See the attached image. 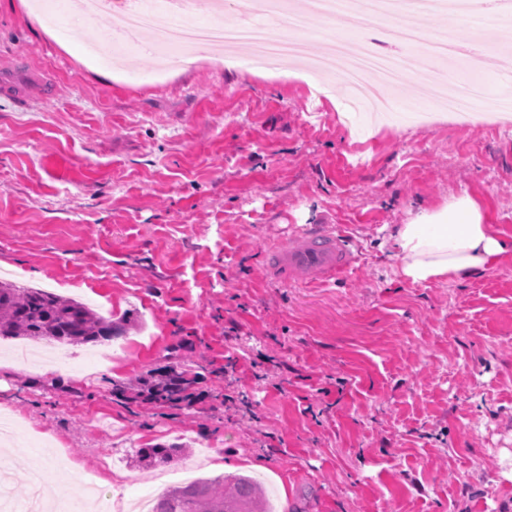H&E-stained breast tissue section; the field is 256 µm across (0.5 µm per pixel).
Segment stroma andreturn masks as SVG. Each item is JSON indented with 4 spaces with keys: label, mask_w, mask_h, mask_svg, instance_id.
Instances as JSON below:
<instances>
[{
    "label": "stroma",
    "mask_w": 512,
    "mask_h": 512,
    "mask_svg": "<svg viewBox=\"0 0 512 512\" xmlns=\"http://www.w3.org/2000/svg\"><path fill=\"white\" fill-rule=\"evenodd\" d=\"M77 0H0V62L56 90L0 109V279L127 321L68 347L79 375L15 367L0 338V412L27 439L0 463L31 495L29 439L47 440L54 495H78L62 459L167 478L136 449L191 442L202 476L250 475L273 512H512V128L492 98L470 118L432 106L433 72L393 115L306 121V81L227 65L200 48L176 68L70 37ZM470 195L511 249L458 282L413 283L397 225ZM304 224L342 231L352 268L329 284L266 279L261 250ZM200 374L191 404L144 401L167 366ZM344 388H337V378Z\"/></svg>",
    "instance_id": "stroma-1"
}]
</instances>
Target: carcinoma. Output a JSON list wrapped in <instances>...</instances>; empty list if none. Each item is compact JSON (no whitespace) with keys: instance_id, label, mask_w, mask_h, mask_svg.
Masks as SVG:
<instances>
[{"instance_id":"obj_1","label":"carcinoma","mask_w":512,"mask_h":512,"mask_svg":"<svg viewBox=\"0 0 512 512\" xmlns=\"http://www.w3.org/2000/svg\"><path fill=\"white\" fill-rule=\"evenodd\" d=\"M117 335V327L86 304L38 288L0 281V337L55 340L63 345L101 343ZM180 382L175 393L157 395L160 403H181L197 378L172 372ZM138 456L165 464L179 457L180 447L160 444L139 448ZM265 494L250 477L198 479L175 487L157 500L152 512H266Z\"/></svg>"}]
</instances>
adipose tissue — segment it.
Returning a JSON list of instances; mask_svg holds the SVG:
<instances>
[{
	"label": "adipose tissue",
	"mask_w": 512,
	"mask_h": 512,
	"mask_svg": "<svg viewBox=\"0 0 512 512\" xmlns=\"http://www.w3.org/2000/svg\"><path fill=\"white\" fill-rule=\"evenodd\" d=\"M400 275L418 283L463 280L494 265L508 247L470 196L418 213L392 236Z\"/></svg>",
	"instance_id": "ef3b65f1"
}]
</instances>
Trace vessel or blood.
<instances>
[{
  "label": "vessel or blood",
  "instance_id": "obj_1",
  "mask_svg": "<svg viewBox=\"0 0 512 512\" xmlns=\"http://www.w3.org/2000/svg\"><path fill=\"white\" fill-rule=\"evenodd\" d=\"M27 79L21 66H0V106L14 103V88ZM354 262L345 235L326 224L299 228L264 251L262 272L290 284L327 282L347 273Z\"/></svg>",
  "mask_w": 512,
  "mask_h": 512
}]
</instances>
